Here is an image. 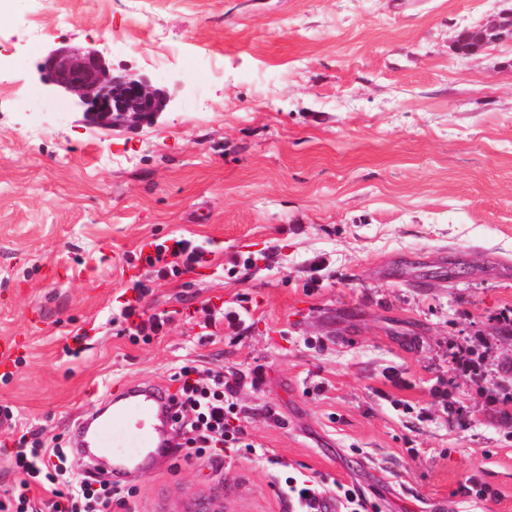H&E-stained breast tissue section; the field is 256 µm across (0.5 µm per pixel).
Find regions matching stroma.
<instances>
[{"label": "stroma", "mask_w": 512, "mask_h": 512, "mask_svg": "<svg viewBox=\"0 0 512 512\" xmlns=\"http://www.w3.org/2000/svg\"><path fill=\"white\" fill-rule=\"evenodd\" d=\"M511 7L18 0L0 92L50 106L0 105V407L67 449L122 381L173 394L184 363L257 369L235 396L256 452L128 474L133 512L211 492L283 512L278 482L301 474L355 486L369 512H512V339L489 330L512 318V42L454 49ZM61 46L147 78L165 109L88 124L40 72ZM180 235L212 262L150 281L142 246ZM128 299L169 316L161 336L112 323ZM206 305L240 326H203Z\"/></svg>", "instance_id": "obj_1"}]
</instances>
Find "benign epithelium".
I'll return each mask as SVG.
<instances>
[{
	"mask_svg": "<svg viewBox=\"0 0 512 512\" xmlns=\"http://www.w3.org/2000/svg\"><path fill=\"white\" fill-rule=\"evenodd\" d=\"M503 40H512V9L486 24L459 31L455 48L458 54L469 56ZM41 71L53 91L70 95L85 107L87 120L96 125L151 124L167 104L163 91L148 79L112 75L103 55L94 49H52ZM183 512H224V500L218 494L203 496L187 503Z\"/></svg>",
	"mask_w": 512,
	"mask_h": 512,
	"instance_id": "benign-epithelium-1",
	"label": "benign epithelium"
}]
</instances>
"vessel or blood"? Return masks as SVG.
I'll return each mask as SVG.
<instances>
[{
    "mask_svg": "<svg viewBox=\"0 0 512 512\" xmlns=\"http://www.w3.org/2000/svg\"><path fill=\"white\" fill-rule=\"evenodd\" d=\"M124 389L108 415L87 412L74 425L77 447L109 459L103 476L113 481L129 467L148 465L151 456L169 457L172 448L173 411L165 389L137 381L125 383Z\"/></svg>",
    "mask_w": 512,
    "mask_h": 512,
    "instance_id": "b4317fda",
    "label": "vessel or blood"
}]
</instances>
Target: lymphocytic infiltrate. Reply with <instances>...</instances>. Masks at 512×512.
I'll return each instance as SVG.
<instances>
[{
  "label": "lymphocytic infiltrate",
  "instance_id": "1",
  "mask_svg": "<svg viewBox=\"0 0 512 512\" xmlns=\"http://www.w3.org/2000/svg\"><path fill=\"white\" fill-rule=\"evenodd\" d=\"M205 260L204 247L183 238L156 245L144 258L162 278L179 275ZM175 377L180 387L170 403L186 457L215 459L242 450L254 452V444L245 440L244 429L233 423L238 416L234 394L242 383L258 386L259 371H240L229 378L219 370L185 364ZM12 467L16 479L0 496V512H127L134 496L132 489L101 481L93 471L75 473L63 449L38 433H21ZM38 488L44 490V497L35 496ZM279 494L287 512H319L320 499L328 494L336 496L341 512H368L359 490L336 480L290 476Z\"/></svg>",
  "mask_w": 512,
  "mask_h": 512
}]
</instances>
